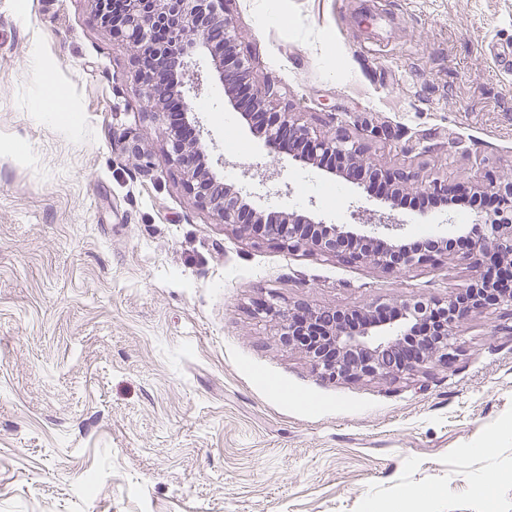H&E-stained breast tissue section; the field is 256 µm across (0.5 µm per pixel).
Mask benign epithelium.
Segmentation results:
<instances>
[{"mask_svg": "<svg viewBox=\"0 0 512 512\" xmlns=\"http://www.w3.org/2000/svg\"><path fill=\"white\" fill-rule=\"evenodd\" d=\"M126 19L112 27V34L137 49L134 81L150 111L170 112L175 105L191 137L183 141L168 132L170 150L183 169L185 185L201 205L210 208L222 222L240 234L272 240L290 252L334 258L347 264L368 265L386 273L416 268L442 259L466 264L478 272L465 289L452 291L444 299H417L401 306L370 305L357 309H312L295 306L288 310L263 305L260 310L280 320L281 343L302 350L329 379H376L401 376L429 364H446L454 328L490 308L512 304V285L505 284L485 300L478 290L503 270L512 277V180L488 190L473 185L469 192L480 197L494 193L496 207L484 219L469 225L458 238L428 240L416 249L402 238L383 231L399 225L384 215L372 217L373 233L359 231L355 224H325L311 219H283L268 224L250 202L252 193L231 190L217 176L197 163L203 149V126L190 102L177 71L188 68L190 59L210 50L215 36L224 41V53L235 50L224 17V0H123ZM214 77L224 84L232 105L241 97L260 115L266 137L280 143L290 154L301 150L310 158L332 157L351 175L381 174L396 190L415 186L414 175L404 168H387L367 158V145L357 137L338 133L332 137L312 133L288 112H275L270 103L279 97L275 82H255L241 68L215 66ZM426 195L451 198L461 192L457 184L432 180L420 187Z\"/></svg>", "mask_w": 512, "mask_h": 512, "instance_id": "7a95c632", "label": "benign epithelium"}]
</instances>
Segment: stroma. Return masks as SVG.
I'll return each instance as SVG.
<instances>
[{"label":"stroma","mask_w":512,"mask_h":512,"mask_svg":"<svg viewBox=\"0 0 512 512\" xmlns=\"http://www.w3.org/2000/svg\"><path fill=\"white\" fill-rule=\"evenodd\" d=\"M386 14L363 29L362 16ZM237 53L278 107L332 135L390 128L368 156L420 181L512 178V0H226ZM186 80L204 164L264 215H390L405 242L455 237L472 207L405 208L268 144L212 79ZM93 0H0V512H512V306L453 335L448 365L329 380L260 303L444 297L475 271L388 274L248 239L199 205L169 124ZM73 125L42 111L45 77ZM151 167L124 154L125 141Z\"/></svg>","instance_id":"stroma-1"}]
</instances>
